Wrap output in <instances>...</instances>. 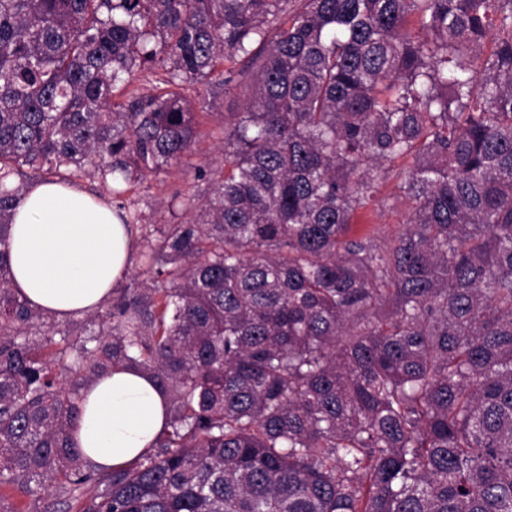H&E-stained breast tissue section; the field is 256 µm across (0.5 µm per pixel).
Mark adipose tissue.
<instances>
[{"label":"adipose tissue","mask_w":512,"mask_h":512,"mask_svg":"<svg viewBox=\"0 0 512 512\" xmlns=\"http://www.w3.org/2000/svg\"><path fill=\"white\" fill-rule=\"evenodd\" d=\"M133 238L111 203L59 179L30 183L16 205L6 254L11 288L64 321L112 297L132 265ZM165 401L144 371L117 367L81 393L72 438L92 464L121 466L149 453Z\"/></svg>","instance_id":"obj_1"}]
</instances>
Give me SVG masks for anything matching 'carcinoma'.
Returning <instances> with one entry per match:
<instances>
[{
	"label": "carcinoma",
	"instance_id": "1",
	"mask_svg": "<svg viewBox=\"0 0 512 512\" xmlns=\"http://www.w3.org/2000/svg\"><path fill=\"white\" fill-rule=\"evenodd\" d=\"M490 50H485L487 43ZM250 92L144 238V288L62 328L9 287L30 172L125 186L191 150L186 85ZM159 75L149 91L135 73ZM405 165L395 168L397 161ZM399 179L392 236L355 234ZM118 364L152 451L71 441ZM0 512H512V0H0ZM72 438L94 465L121 466L149 453L165 425V401L144 371L116 367L81 392Z\"/></svg>",
	"mask_w": 512,
	"mask_h": 512
}]
</instances>
